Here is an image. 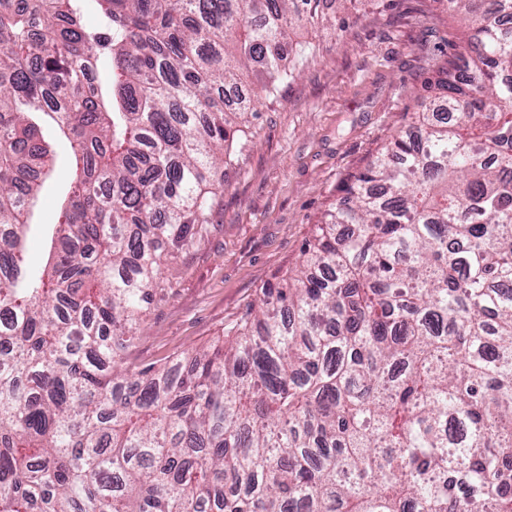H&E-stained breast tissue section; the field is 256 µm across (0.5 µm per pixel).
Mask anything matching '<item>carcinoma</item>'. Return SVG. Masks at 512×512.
I'll return each mask as SVG.
<instances>
[{"instance_id": "obj_1", "label": "carcinoma", "mask_w": 512, "mask_h": 512, "mask_svg": "<svg viewBox=\"0 0 512 512\" xmlns=\"http://www.w3.org/2000/svg\"><path fill=\"white\" fill-rule=\"evenodd\" d=\"M322 3L0 0V512H512V0H448L466 74L222 344L126 366ZM42 116L76 173L30 274Z\"/></svg>"}]
</instances>
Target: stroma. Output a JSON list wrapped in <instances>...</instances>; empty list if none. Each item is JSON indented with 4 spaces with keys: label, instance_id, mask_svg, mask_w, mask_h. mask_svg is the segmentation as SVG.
<instances>
[{
    "label": "stroma",
    "instance_id": "35a3bbf8",
    "mask_svg": "<svg viewBox=\"0 0 512 512\" xmlns=\"http://www.w3.org/2000/svg\"><path fill=\"white\" fill-rule=\"evenodd\" d=\"M294 40L312 57L236 133L209 229L165 263L170 288L148 311L134 365L210 348L260 288L298 266L351 176L405 127L465 34L446 0H330L323 21ZM44 130L55 162L25 233L34 273L46 262L71 173L66 141L52 125Z\"/></svg>",
    "mask_w": 512,
    "mask_h": 512
}]
</instances>
